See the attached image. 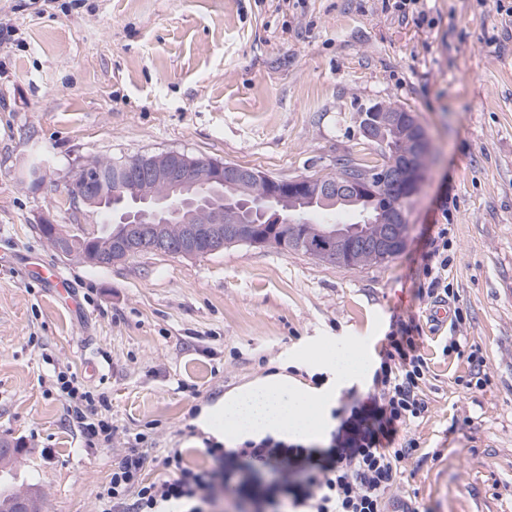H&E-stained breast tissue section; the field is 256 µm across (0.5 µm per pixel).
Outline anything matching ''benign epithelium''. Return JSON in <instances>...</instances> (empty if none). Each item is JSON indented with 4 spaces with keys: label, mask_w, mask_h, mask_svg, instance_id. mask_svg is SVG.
Listing matches in <instances>:
<instances>
[{
    "label": "benign epithelium",
    "mask_w": 512,
    "mask_h": 512,
    "mask_svg": "<svg viewBox=\"0 0 512 512\" xmlns=\"http://www.w3.org/2000/svg\"><path fill=\"white\" fill-rule=\"evenodd\" d=\"M391 131L401 133L402 153L377 170L341 179L267 178L252 168L176 151L136 156L115 167L109 187L75 198V206L88 216L110 210L114 228L110 257L91 255L86 263L114 264L142 249L196 257L201 251L196 246L194 224L210 225L209 251L217 252L227 243L250 242L255 224L286 227L297 223L299 209L310 201L335 209L367 204L379 196L384 198L383 206L371 223L389 228L377 235L376 244L381 250L396 252L406 240L404 202L418 190L429 141L416 116L398 106L379 103L360 120L361 135L373 145L385 146ZM202 182L209 185L212 196L205 208L191 198ZM168 224H181L186 232L170 237ZM320 233L336 243V250L319 258L336 263L343 260L345 248L359 235V229L336 224L321 228Z\"/></svg>",
    "instance_id": "benign-epithelium-1"
}]
</instances>
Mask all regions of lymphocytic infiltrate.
Masks as SVG:
<instances>
[{
  "label": "lymphocytic infiltrate",
  "mask_w": 512,
  "mask_h": 512,
  "mask_svg": "<svg viewBox=\"0 0 512 512\" xmlns=\"http://www.w3.org/2000/svg\"><path fill=\"white\" fill-rule=\"evenodd\" d=\"M422 271L419 295L447 299V225H439L433 236ZM420 332L413 320L393 327L373 371L371 396L341 398L327 444L268 435L229 448L211 440L206 448L210 467L187 465L176 449L160 461L163 476L152 480L145 476L146 455L132 448L113 464L108 482L97 491L99 512H220L229 500L238 504V512H387L402 463L419 447L415 438L402 440L398 433L429 409V367ZM448 349L468 364L464 389L489 384L479 344L453 336ZM54 387L68 401L88 447L111 441V421L99 413L93 393L77 376L59 373Z\"/></svg>",
  "instance_id": "lymphocytic-infiltrate-1"
}]
</instances>
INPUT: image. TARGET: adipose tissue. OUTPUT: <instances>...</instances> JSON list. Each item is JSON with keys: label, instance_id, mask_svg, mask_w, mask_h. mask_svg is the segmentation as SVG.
I'll return each mask as SVG.
<instances>
[{"label": "adipose tissue", "instance_id": "ef3b65f1", "mask_svg": "<svg viewBox=\"0 0 512 512\" xmlns=\"http://www.w3.org/2000/svg\"><path fill=\"white\" fill-rule=\"evenodd\" d=\"M319 370L327 377L322 387L311 390L288 375L275 373L227 393L199 421L217 439L244 440L265 435L319 438L337 384L362 375L366 362L361 352L319 355Z\"/></svg>", "mask_w": 512, "mask_h": 512}]
</instances>
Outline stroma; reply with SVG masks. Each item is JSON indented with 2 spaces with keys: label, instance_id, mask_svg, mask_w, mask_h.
<instances>
[{
  "label": "stroma",
  "instance_id": "35a3bbf8",
  "mask_svg": "<svg viewBox=\"0 0 512 512\" xmlns=\"http://www.w3.org/2000/svg\"><path fill=\"white\" fill-rule=\"evenodd\" d=\"M422 26L383 0H0V440L8 487L41 512H98L124 450L148 477L172 448L207 467L203 408L267 371L311 384L318 353L375 362L395 316L424 317L422 255L448 227V284L467 318L424 325L429 411L411 429L397 501L417 512H512V16L497 0H426ZM414 113L430 141L405 205L403 250L347 269L276 247L59 260L72 295L28 257L55 259L44 220L89 233L67 195L92 158L179 151L288 179L381 161L365 108ZM44 160L32 188L25 167ZM57 259V258H56ZM483 348L471 392L448 339ZM70 370L104 394L111 442L85 447L53 387Z\"/></svg>",
  "mask_w": 512,
  "mask_h": 512
}]
</instances>
